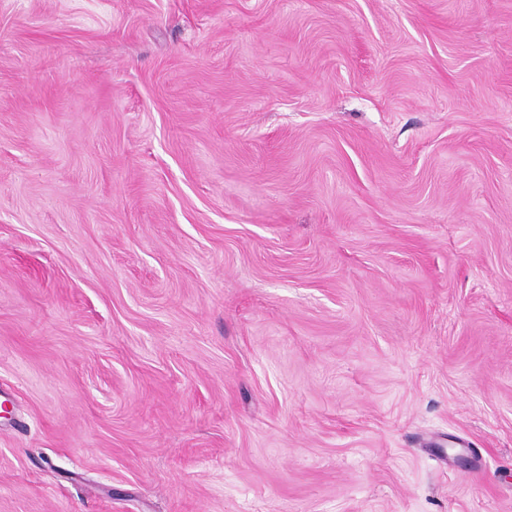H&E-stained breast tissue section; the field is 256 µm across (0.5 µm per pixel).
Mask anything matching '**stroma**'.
Returning <instances> with one entry per match:
<instances>
[{"instance_id": "stroma-1", "label": "stroma", "mask_w": 512, "mask_h": 512, "mask_svg": "<svg viewBox=\"0 0 512 512\" xmlns=\"http://www.w3.org/2000/svg\"><path fill=\"white\" fill-rule=\"evenodd\" d=\"M0 512H512V0H0Z\"/></svg>"}]
</instances>
